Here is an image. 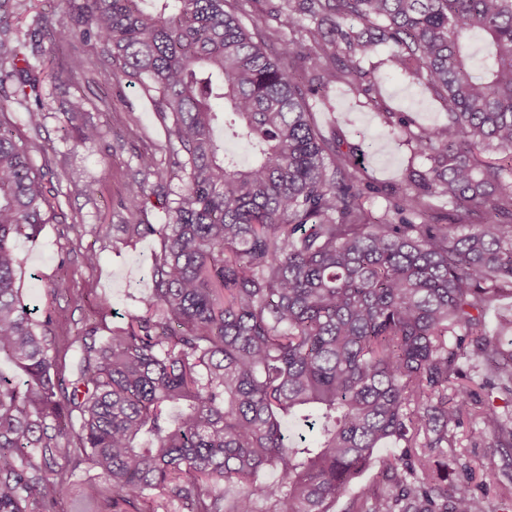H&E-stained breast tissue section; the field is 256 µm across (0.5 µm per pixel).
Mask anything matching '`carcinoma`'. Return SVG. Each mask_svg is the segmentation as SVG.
Instances as JSON below:
<instances>
[{
  "instance_id": "cac0c4a2",
  "label": "carcinoma",
  "mask_w": 512,
  "mask_h": 512,
  "mask_svg": "<svg viewBox=\"0 0 512 512\" xmlns=\"http://www.w3.org/2000/svg\"><path fill=\"white\" fill-rule=\"evenodd\" d=\"M108 63L69 71L126 79L170 114L165 150L187 175L168 198L155 155L122 206L126 239L153 237L151 291L107 336L89 323L58 367L51 326L17 286L21 237L51 205L34 146L0 113V512H60L82 464L85 500L112 512H494L512 501L509 466L450 479V428L512 450V0H277L280 52L229 0H83ZM68 20L38 13L0 26V89L10 82L38 130L40 71L28 48ZM380 45L443 102L447 122L399 128L425 170L394 190L395 222L365 209L359 148L320 135L308 97L344 82ZM295 57L312 65L298 80ZM23 66H17L18 62ZM224 101L217 109L213 101ZM231 130L239 161L216 137ZM493 148L497 162L477 149ZM168 220L143 218L150 197ZM448 201L445 216L430 199ZM381 448L390 452L377 455ZM378 468L371 485L363 476ZM274 472L273 482L260 479Z\"/></svg>"
}]
</instances>
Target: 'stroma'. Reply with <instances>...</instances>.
<instances>
[{"instance_id":"obj_1","label":"stroma","mask_w":512,"mask_h":512,"mask_svg":"<svg viewBox=\"0 0 512 512\" xmlns=\"http://www.w3.org/2000/svg\"><path fill=\"white\" fill-rule=\"evenodd\" d=\"M81 2L27 0L26 9H13L8 18L12 27L24 32L33 13L53 12L67 16L75 33L72 41L64 44L49 37L43 40L41 93L45 120L41 130L33 131L27 125L25 113L13 96H0V108L18 134L36 147L34 164L43 176L56 213L37 241H18L17 251L25 261L22 288L27 302L68 318L67 323L52 328L59 337L72 335L77 327L94 319L103 305L109 308L106 327L126 326L139 310L138 297L150 287L148 267L157 241L147 238L130 246L118 230L126 217L119 202L142 178L139 156L158 153L171 193H179L185 186L178 167L159 150L166 141L171 119L152 94L124 81L113 83L105 92L81 75L59 78L72 53L94 61L101 57L96 40L81 37L88 27L77 10ZM362 65L375 72L380 96L339 84L324 96L310 98L309 104L314 122L324 135H335L344 148L361 146L365 181L370 186L365 207L378 217L384 214L389 193L397 187L405 168L428 165L424 158L414 156L401 136H382V113H402L412 125L419 126L444 123L446 112L441 101L412 83L391 62L388 48H380ZM105 93L112 99L108 112L99 109V98ZM85 123L97 125L101 136L93 141L79 140L78 129ZM89 183L95 188L93 194L75 193V186ZM89 248L100 257L93 268L86 267L82 259ZM60 280L65 281V288L54 289V282ZM455 440L453 453L461 465L454 468V475H461L463 466L477 468L502 459L492 438L473 440L470 426L456 429Z\"/></svg>"}]
</instances>
